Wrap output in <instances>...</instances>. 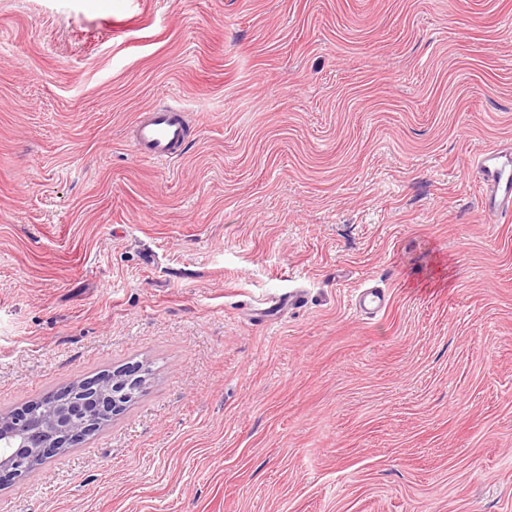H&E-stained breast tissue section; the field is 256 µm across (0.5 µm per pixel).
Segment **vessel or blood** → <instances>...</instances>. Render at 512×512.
Instances as JSON below:
<instances>
[{
  "mask_svg": "<svg viewBox=\"0 0 512 512\" xmlns=\"http://www.w3.org/2000/svg\"><path fill=\"white\" fill-rule=\"evenodd\" d=\"M188 134L183 108L176 103L145 113L131 131L130 142L138 157L166 163L177 157ZM481 184V209L490 217L512 215V152L487 150L476 163ZM386 305L384 293L362 291L355 301L358 315H377Z\"/></svg>",
  "mask_w": 512,
  "mask_h": 512,
  "instance_id": "vessel-or-blood-1",
  "label": "vessel or blood"
}]
</instances>
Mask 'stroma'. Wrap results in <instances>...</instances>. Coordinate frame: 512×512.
I'll use <instances>...</instances> for the list:
<instances>
[{"mask_svg": "<svg viewBox=\"0 0 512 512\" xmlns=\"http://www.w3.org/2000/svg\"><path fill=\"white\" fill-rule=\"evenodd\" d=\"M493 147L512 0H0V413L147 372L0 512H512ZM188 127L184 109L178 103L146 112L131 131L135 154L155 163H168L179 155ZM386 305V298L384 293H381L376 288H368L362 291L355 301V311L358 315H373L379 314Z\"/></svg>", "mask_w": 512, "mask_h": 512, "instance_id": "obj_1", "label": "stroma"}]
</instances>
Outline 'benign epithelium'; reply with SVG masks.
Masks as SVG:
<instances>
[{
	"instance_id": "benign-epithelium-1",
	"label": "benign epithelium",
	"mask_w": 512,
	"mask_h": 512,
	"mask_svg": "<svg viewBox=\"0 0 512 512\" xmlns=\"http://www.w3.org/2000/svg\"><path fill=\"white\" fill-rule=\"evenodd\" d=\"M142 368L126 366L56 391L54 396L0 414V484L22 477L32 465L71 448L120 414L143 387Z\"/></svg>"
}]
</instances>
